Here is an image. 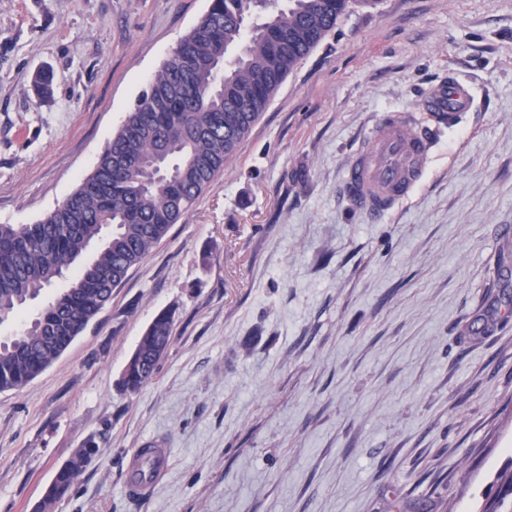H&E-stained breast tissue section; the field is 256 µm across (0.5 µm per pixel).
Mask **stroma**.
I'll return each mask as SVG.
<instances>
[{
    "label": "stroma",
    "instance_id": "obj_1",
    "mask_svg": "<svg viewBox=\"0 0 512 512\" xmlns=\"http://www.w3.org/2000/svg\"><path fill=\"white\" fill-rule=\"evenodd\" d=\"M211 0H0V224H32L96 162ZM42 67L54 96L32 89ZM471 111L437 127L448 76ZM438 131L380 220L340 190L387 111ZM170 348L119 381L154 317ZM480 512L512 457V0H378L288 74L217 184L63 355L0 390V512ZM140 448L169 467L126 491ZM173 320L169 312H160L141 337L136 354L129 362L131 369L128 377L121 378L125 391L136 392L143 385L151 382L159 368V362L167 353L172 335ZM138 365L141 368L138 369ZM85 448H78L67 462L59 469L56 477L46 490L42 499L36 503L33 512H46L53 502L66 496L72 489L77 478L85 470L91 458L99 452L94 438ZM140 448L130 460L128 467V483H127V492L131 496L137 497H145L151 492L153 486L161 479V477L166 473L169 462V453L168 449L165 448H155V457L157 458L156 465L150 477L145 478L144 480H133L130 477L131 470L136 465ZM146 450L140 451V455H145Z\"/></svg>",
    "mask_w": 512,
    "mask_h": 512
}]
</instances>
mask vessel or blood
<instances>
[{"label":"vessel or blood","mask_w":512,"mask_h":512,"mask_svg":"<svg viewBox=\"0 0 512 512\" xmlns=\"http://www.w3.org/2000/svg\"><path fill=\"white\" fill-rule=\"evenodd\" d=\"M425 103L429 112L451 122L470 110L473 96L466 85L452 78L430 89ZM433 146V132L419 126L410 113H386L345 166L341 182L344 194L371 217H383L422 183ZM155 456L157 462L150 477L128 481L129 495H148L166 473L167 449H157Z\"/></svg>","instance_id":"obj_1"}]
</instances>
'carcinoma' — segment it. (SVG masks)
<instances>
[{"mask_svg": "<svg viewBox=\"0 0 512 512\" xmlns=\"http://www.w3.org/2000/svg\"><path fill=\"white\" fill-rule=\"evenodd\" d=\"M377 0H211L208 11L150 78L94 170L34 224H0V323L88 249L68 288L15 336L0 342V390L19 388L50 367L224 173L287 75L356 7ZM38 98L53 77L33 76ZM173 320L159 313L121 380L135 392L151 382L167 353ZM77 449L32 512L66 496L91 458ZM481 512H512V457L490 485Z\"/></svg>", "mask_w": 512, "mask_h": 512, "instance_id": "obj_1", "label": "carcinoma"}]
</instances>
